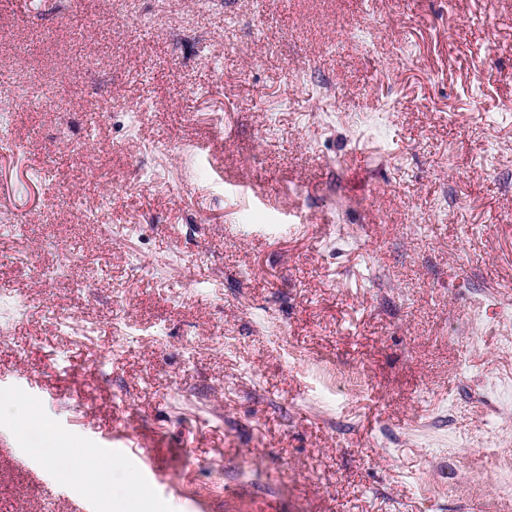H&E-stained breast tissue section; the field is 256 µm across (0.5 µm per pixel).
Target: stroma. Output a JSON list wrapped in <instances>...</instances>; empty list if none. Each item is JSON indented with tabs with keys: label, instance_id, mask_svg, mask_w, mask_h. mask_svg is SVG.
I'll use <instances>...</instances> for the list:
<instances>
[{
	"label": "stroma",
	"instance_id": "obj_1",
	"mask_svg": "<svg viewBox=\"0 0 512 512\" xmlns=\"http://www.w3.org/2000/svg\"><path fill=\"white\" fill-rule=\"evenodd\" d=\"M0 512H512V0H0ZM501 391L483 406L491 383ZM36 454L44 458L48 463L54 464L57 457H76L83 471L91 477L96 486L97 495L104 512H112L109 497L103 494L102 489L107 481L109 464L103 459L97 448H73L67 441L62 440L57 448H52V453L37 449Z\"/></svg>",
	"mask_w": 512,
	"mask_h": 512
}]
</instances>
